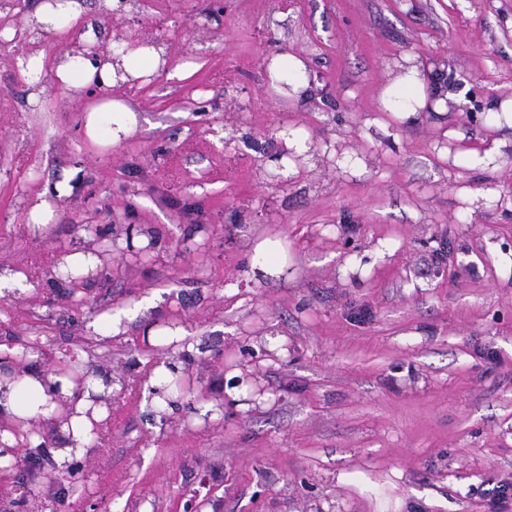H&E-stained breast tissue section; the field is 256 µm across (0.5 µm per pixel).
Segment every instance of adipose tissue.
Instances as JSON below:
<instances>
[{
	"mask_svg": "<svg viewBox=\"0 0 512 512\" xmlns=\"http://www.w3.org/2000/svg\"><path fill=\"white\" fill-rule=\"evenodd\" d=\"M113 65L95 67L79 57H65L57 68V77L70 89H81L92 84L94 78H101L104 83H116ZM445 98L443 89L430 86L425 82V75L418 66H410L400 80V90L394 97L385 100L388 112L401 119L416 114L418 110L434 107L443 111ZM88 115L85 131L90 142L116 141L121 134L127 133L135 124L132 107L125 101L112 98L92 103L87 109ZM30 361L29 369L23 370L15 379L0 376V421L10 425V432L0 438L9 445H37V437L29 433V422L33 419H49L58 416V405L54 400V389H61L64 395H71L75 386L73 377L80 373V366L60 373H45L34 368L37 352H23L21 346L0 343V363L11 362L19 357ZM106 377L93 373L87 382V389L77 401L75 413L68 423L62 424L59 432L62 436L60 445L52 450L53 460L59 469L65 470L76 459L90 452L94 444V423L102 418V405L96 404L95 396L104 394L107 389Z\"/></svg>",
	"mask_w": 512,
	"mask_h": 512,
	"instance_id": "1",
	"label": "adipose tissue"
}]
</instances>
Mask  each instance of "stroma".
<instances>
[{"mask_svg":"<svg viewBox=\"0 0 512 512\" xmlns=\"http://www.w3.org/2000/svg\"><path fill=\"white\" fill-rule=\"evenodd\" d=\"M223 2L200 27L207 0H141L135 33L173 70L107 89L137 116L108 146L87 95L40 92L0 33V270L38 281L0 295V338L131 393L67 493L50 449L25 450L0 512H512L493 505L512 484V0ZM279 55L307 67L302 103L269 87ZM414 64L446 110L399 120L383 93ZM281 123L308 151L276 164ZM85 224L141 225L154 253L56 287ZM124 307L123 337L94 339ZM179 317L172 354L223 417L161 424L138 385L144 329ZM96 335L100 337L121 336L125 328L119 319L112 315V312L102 314L87 325Z\"/></svg>","mask_w":512,"mask_h":512,"instance_id":"1","label":"stroma"}]
</instances>
